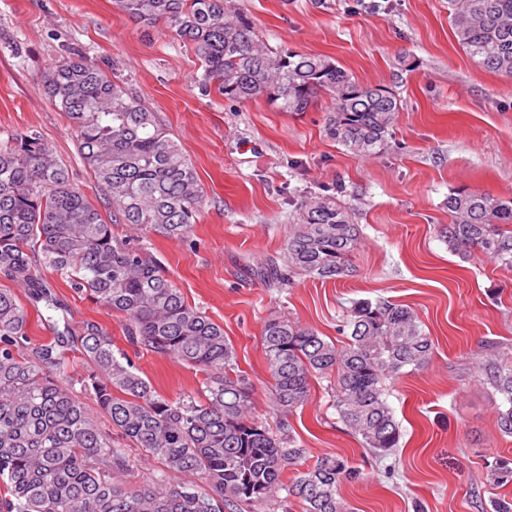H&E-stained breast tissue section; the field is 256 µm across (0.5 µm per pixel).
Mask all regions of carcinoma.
I'll use <instances>...</instances> for the list:
<instances>
[{
    "mask_svg": "<svg viewBox=\"0 0 512 512\" xmlns=\"http://www.w3.org/2000/svg\"><path fill=\"white\" fill-rule=\"evenodd\" d=\"M150 29L189 43L203 68L198 85L232 102L258 97L284 112H304L317 95L332 99L325 133L358 157L382 152L400 101L386 86L358 82L333 59L270 48L224 0H113ZM459 44L484 69L512 77V0H448ZM56 105L75 129L78 154L112 205L105 220L69 179L66 164L34 130L0 140V512H269L290 498L305 512H350L339 487L358 470L335 456L284 480L305 449L287 417L309 398L311 379L336 375L333 406L364 447L385 455L401 428L385 382L425 367L434 344L414 311L389 300L352 302L348 342L337 346L283 317L268 319L262 347L276 429L252 414V385L239 369L224 327L190 305L144 249L112 231L131 224L184 241L204 205L197 172L155 112L96 66L69 58L48 76ZM441 236L464 259L494 258L512 267V197L462 187L447 200ZM359 225L333 195L301 204L281 261L253 270L279 288L292 274L319 280L352 273ZM46 267L71 290L120 314L127 341L202 375V396L170 400L144 378L112 336L94 322L77 327L44 312L60 304ZM50 336L35 343L30 311ZM83 373L72 376L70 355ZM478 373L499 395V430L512 436V362L485 355ZM80 389H75V385ZM89 397L142 455L160 469L130 487V449L102 430ZM496 484L512 481V460L488 465ZM187 481L173 485L169 474ZM207 481L200 490L194 479Z\"/></svg>",
    "mask_w": 512,
    "mask_h": 512,
    "instance_id": "1",
    "label": "carcinoma"
}]
</instances>
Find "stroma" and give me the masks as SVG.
I'll use <instances>...</instances> for the list:
<instances>
[{
	"instance_id": "obj_1",
	"label": "stroma",
	"mask_w": 512,
	"mask_h": 512,
	"mask_svg": "<svg viewBox=\"0 0 512 512\" xmlns=\"http://www.w3.org/2000/svg\"><path fill=\"white\" fill-rule=\"evenodd\" d=\"M268 46L333 58L356 80L384 85L401 101L387 149L361 158L330 140L331 110L318 96L304 112L266 98L241 103L202 94L200 62L173 33L142 28L113 0H0V139L35 129L91 203L99 191L81 162L76 134L52 103L46 77L59 60L83 58L126 82L158 113L195 167L205 204L192 242L138 233L136 245L164 268L186 301L223 325L268 420L269 380L261 332L274 316L335 343L351 301L409 306L434 343L424 369L387 382L402 438L377 457L338 419L333 376L311 380L308 401L288 417L303 466L333 455L358 468L340 493L351 512H492L487 467L512 459L500 434L497 397L476 364L512 354V268L464 260L440 236L450 190L512 197V78L481 68L459 44L448 0H227ZM410 70H403L402 61ZM336 194L361 230L351 276H295L271 288L252 268L282 258L301 202ZM72 324L93 321L169 399L200 394L188 367L132 347L119 314L76 295L49 274Z\"/></svg>"
}]
</instances>
